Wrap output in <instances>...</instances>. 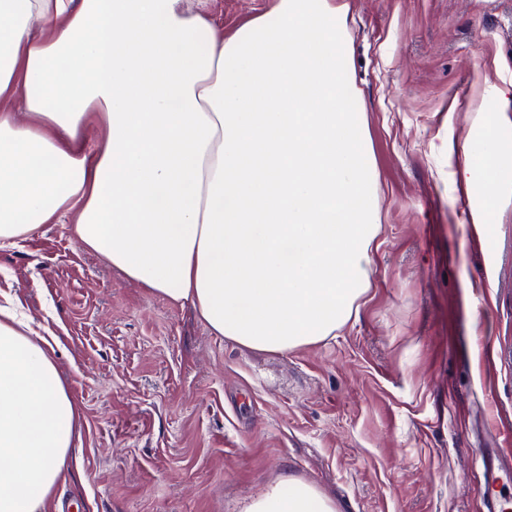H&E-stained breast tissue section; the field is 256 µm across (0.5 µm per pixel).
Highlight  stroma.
<instances>
[{
  "label": "stroma",
  "mask_w": 512,
  "mask_h": 512,
  "mask_svg": "<svg viewBox=\"0 0 512 512\" xmlns=\"http://www.w3.org/2000/svg\"><path fill=\"white\" fill-rule=\"evenodd\" d=\"M346 2L380 226L334 336L279 354L213 335L66 224L0 248V302L54 339L81 414L76 472L44 512H241L287 474L337 512H480L463 476L512 424V202L455 172L475 162L469 112L512 87V0ZM275 4L209 9L229 35Z\"/></svg>",
  "instance_id": "1"
}]
</instances>
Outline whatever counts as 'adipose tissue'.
Instances as JSON below:
<instances>
[{
    "label": "adipose tissue",
    "instance_id": "1",
    "mask_svg": "<svg viewBox=\"0 0 512 512\" xmlns=\"http://www.w3.org/2000/svg\"><path fill=\"white\" fill-rule=\"evenodd\" d=\"M336 0H277L232 35L206 0H0V247L45 224L217 336L285 353L367 291L379 198ZM512 114L471 115L512 196ZM55 350L0 306V512H40L78 436ZM242 512H336L282 478Z\"/></svg>",
    "mask_w": 512,
    "mask_h": 512
}]
</instances>
